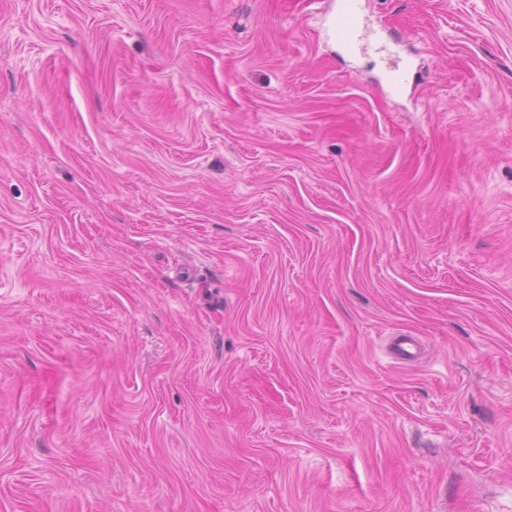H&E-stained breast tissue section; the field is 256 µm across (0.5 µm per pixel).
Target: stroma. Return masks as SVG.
<instances>
[{
  "label": "stroma",
  "instance_id": "obj_1",
  "mask_svg": "<svg viewBox=\"0 0 512 512\" xmlns=\"http://www.w3.org/2000/svg\"><path fill=\"white\" fill-rule=\"evenodd\" d=\"M361 3L0 0V512H512V0ZM334 16L333 29L336 40L353 45L358 33L360 0H341Z\"/></svg>",
  "mask_w": 512,
  "mask_h": 512
}]
</instances>
